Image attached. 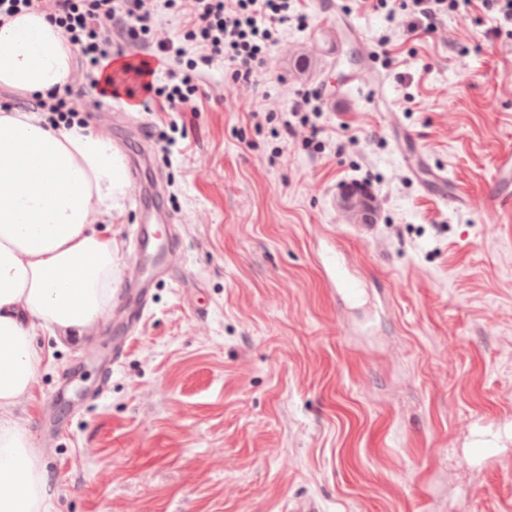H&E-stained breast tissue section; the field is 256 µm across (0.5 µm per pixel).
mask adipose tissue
<instances>
[{
    "mask_svg": "<svg viewBox=\"0 0 512 512\" xmlns=\"http://www.w3.org/2000/svg\"><path fill=\"white\" fill-rule=\"evenodd\" d=\"M75 54L45 14L0 23V86L48 95L69 84ZM128 184L110 137L0 113V512H49L54 496L31 437L14 416L45 360L37 329L89 335L112 305V240L98 228Z\"/></svg>",
    "mask_w": 512,
    "mask_h": 512,
    "instance_id": "ef3b65f1",
    "label": "adipose tissue"
}]
</instances>
